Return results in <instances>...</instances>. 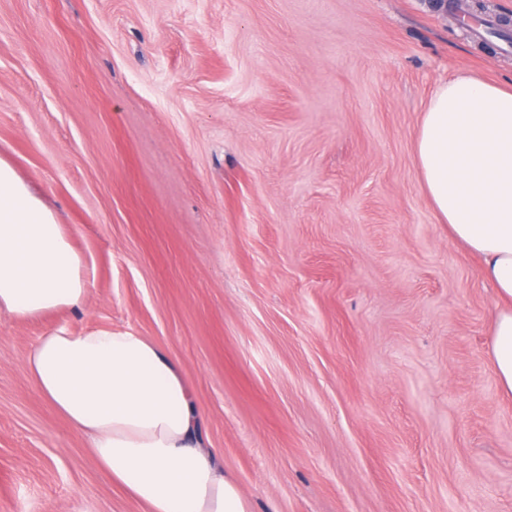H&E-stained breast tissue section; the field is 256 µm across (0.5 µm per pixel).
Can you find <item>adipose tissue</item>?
<instances>
[{
	"mask_svg": "<svg viewBox=\"0 0 512 512\" xmlns=\"http://www.w3.org/2000/svg\"><path fill=\"white\" fill-rule=\"evenodd\" d=\"M415 150L440 223L482 265L499 310L491 363L512 395V82L461 74L436 85ZM81 255L55 214L0 158V314L82 308ZM23 366L39 397L83 436L98 466L145 512H251L208 449L178 361L132 329L60 324Z\"/></svg>",
	"mask_w": 512,
	"mask_h": 512,
	"instance_id": "ef3b65f1",
	"label": "adipose tissue"
}]
</instances>
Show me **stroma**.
<instances>
[{
    "label": "stroma",
    "instance_id": "1",
    "mask_svg": "<svg viewBox=\"0 0 512 512\" xmlns=\"http://www.w3.org/2000/svg\"><path fill=\"white\" fill-rule=\"evenodd\" d=\"M0 0V158L89 273L0 314V512H144L36 394L64 322L181 365L252 512H512L494 290L415 137L438 83L512 81V0Z\"/></svg>",
    "mask_w": 512,
    "mask_h": 512
}]
</instances>
